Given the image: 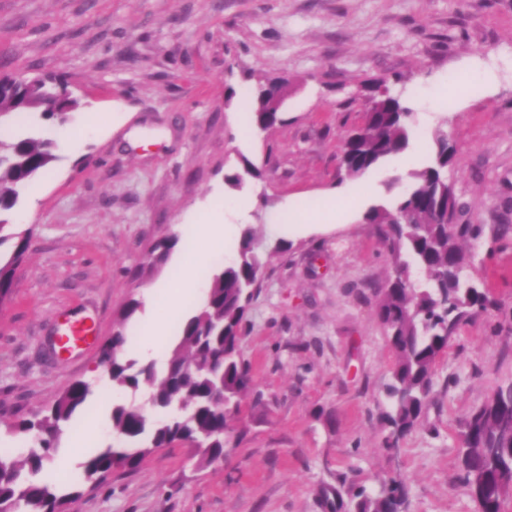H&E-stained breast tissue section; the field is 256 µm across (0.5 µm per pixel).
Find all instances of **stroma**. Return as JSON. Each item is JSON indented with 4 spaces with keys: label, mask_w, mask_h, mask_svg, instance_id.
I'll return each mask as SVG.
<instances>
[{
    "label": "stroma",
    "mask_w": 512,
    "mask_h": 512,
    "mask_svg": "<svg viewBox=\"0 0 512 512\" xmlns=\"http://www.w3.org/2000/svg\"><path fill=\"white\" fill-rule=\"evenodd\" d=\"M41 74L78 100L82 148L60 152L6 215L31 238L0 309V446L23 443L10 423L77 380L93 393L59 448L97 417L114 441L112 404L132 395L100 379V350L121 328L135 357L143 320L122 326L119 313L149 305L168 267L135 271L164 236L185 254L194 224L221 208L268 249L244 339L264 403L245 400L223 466L196 470L186 448H161L85 491L76 512H322L321 484L375 489L394 472L407 512H478L459 481L463 420L512 383V234L498 232L512 225V0H0V76ZM266 76L289 86L281 123L260 133L239 101ZM378 81L413 110L410 161L340 177ZM440 132L462 221L481 229L465 244L469 276L494 305L438 359L430 405L392 454L381 414L395 356L374 289L393 259L365 215L392 199L390 180L431 162ZM341 191L361 196L344 224L302 232L283 218L300 197L327 216ZM66 318L94 334L62 354L51 340Z\"/></svg>",
    "instance_id": "1"
}]
</instances>
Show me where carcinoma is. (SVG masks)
Listing matches in <instances>:
<instances>
[{"instance_id": "obj_1", "label": "carcinoma", "mask_w": 512, "mask_h": 512, "mask_svg": "<svg viewBox=\"0 0 512 512\" xmlns=\"http://www.w3.org/2000/svg\"><path fill=\"white\" fill-rule=\"evenodd\" d=\"M287 85L283 79L257 84L252 125L261 131L275 126L281 103L274 102L272 90ZM77 107L67 86L52 75L32 83L0 76V119L17 112L32 115L27 131L0 137V213L14 209L23 190L58 159L55 142L41 137L39 128L69 122ZM412 115L401 95L375 83L362 125L341 148L340 167L345 174L359 176L403 152ZM452 163L448 138L439 134L433 161L409 173L390 206L372 208L366 215L378 226L394 260L393 274L375 289L377 315L395 354L381 416L388 429L384 447L390 452L420 423L429 405L436 360L459 327L491 305L487 293L465 278L469 255L462 243L477 237L480 229L459 223L464 205L448 183ZM7 225L0 218V245L14 239L10 256L0 257L1 297L10 295L30 239L27 230L9 238L1 235ZM175 244L174 236L159 239L147 268L163 263ZM261 249V241L245 228L237 260L210 277L207 295L180 328L167 369L123 359L127 336L122 326L102 346L101 356L108 362L105 372L112 383L134 395L143 394L146 405L133 401L112 406V431L118 442L87 457L81 482L59 486L45 478V471L63 426L92 394L90 383H71L43 411L11 424L13 432L30 435L34 442L17 452L0 451V458L9 462L0 478V512H75L84 490L100 487L118 469H140L157 448H193L202 469L234 447L230 423L243 401L252 394L255 403L263 402L242 351L250 303L264 268ZM147 405L155 418L146 414ZM507 417L512 419V383L496 388L463 423L460 480L481 512H502L498 488L504 473L512 470V436L502 428ZM407 498V485L398 475L383 480L376 492L351 487L347 503L337 487L320 492L322 512H404Z\"/></svg>"}]
</instances>
